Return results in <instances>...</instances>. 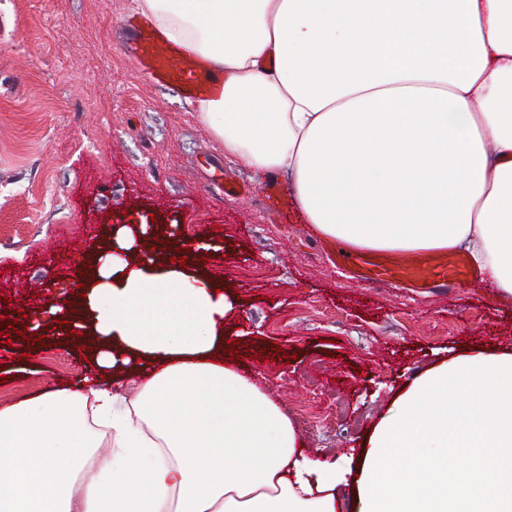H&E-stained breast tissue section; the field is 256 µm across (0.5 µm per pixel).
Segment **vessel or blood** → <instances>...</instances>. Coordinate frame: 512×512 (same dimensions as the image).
Listing matches in <instances>:
<instances>
[{
	"label": "vessel or blood",
	"mask_w": 512,
	"mask_h": 512,
	"mask_svg": "<svg viewBox=\"0 0 512 512\" xmlns=\"http://www.w3.org/2000/svg\"><path fill=\"white\" fill-rule=\"evenodd\" d=\"M132 30L134 37L128 52L146 79L171 87L193 101L213 96L220 76L198 54L170 42L148 22L133 23ZM346 259L356 267L360 280L369 284L394 279L408 280L421 289L450 288L461 281L476 287L481 284L465 261L449 252L353 251L347 253Z\"/></svg>",
	"instance_id": "1"
}]
</instances>
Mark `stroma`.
<instances>
[{
  "instance_id": "1",
  "label": "stroma",
  "mask_w": 512,
  "mask_h": 512,
  "mask_svg": "<svg viewBox=\"0 0 512 512\" xmlns=\"http://www.w3.org/2000/svg\"><path fill=\"white\" fill-rule=\"evenodd\" d=\"M135 0H0V295L70 294L110 225H151L189 271L233 293L226 358L294 420L310 456L351 455L396 392L446 350L512 347L492 283L443 295L365 284L327 240L285 223L193 104L150 84L124 47ZM0 348V407L75 388L88 351Z\"/></svg>"
}]
</instances>
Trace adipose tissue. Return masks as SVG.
I'll return each mask as SVG.
<instances>
[{
  "label": "adipose tissue",
  "mask_w": 512,
  "mask_h": 512,
  "mask_svg": "<svg viewBox=\"0 0 512 512\" xmlns=\"http://www.w3.org/2000/svg\"><path fill=\"white\" fill-rule=\"evenodd\" d=\"M223 65L196 110L322 237L467 253L512 298V0H140ZM116 228L85 288L29 315L91 346L76 390L0 408V512H512V349L416 375L357 457L315 460L224 361L233 300ZM140 379L136 391L125 380ZM110 438L96 451L85 426ZM92 467H84L87 456Z\"/></svg>",
  "instance_id": "obj_1"
}]
</instances>
